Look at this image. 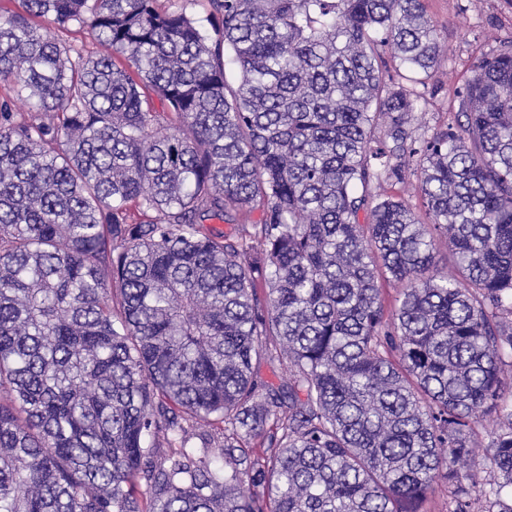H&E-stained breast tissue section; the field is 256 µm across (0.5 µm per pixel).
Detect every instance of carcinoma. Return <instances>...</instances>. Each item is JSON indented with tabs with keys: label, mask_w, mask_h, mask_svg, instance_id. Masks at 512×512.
<instances>
[{
	"label": "carcinoma",
	"mask_w": 512,
	"mask_h": 512,
	"mask_svg": "<svg viewBox=\"0 0 512 512\" xmlns=\"http://www.w3.org/2000/svg\"><path fill=\"white\" fill-rule=\"evenodd\" d=\"M20 3L0 512H423L438 479L448 512H512V41L426 135L423 0H208L209 34L159 0ZM44 25L50 28L56 37L62 42L70 43L81 48L85 55H96L98 45L85 30H81L77 26H74L68 31H58L53 29V24L49 21H44Z\"/></svg>",
	"instance_id": "cac0c4a2"
}]
</instances>
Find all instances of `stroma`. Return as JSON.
Instances as JSON below:
<instances>
[{
  "instance_id": "stroma-1",
  "label": "stroma",
  "mask_w": 512,
  "mask_h": 512,
  "mask_svg": "<svg viewBox=\"0 0 512 512\" xmlns=\"http://www.w3.org/2000/svg\"><path fill=\"white\" fill-rule=\"evenodd\" d=\"M425 9L448 48L434 76L439 92L415 120L432 132L446 124L454 91L471 77L473 60L512 40V0H425Z\"/></svg>"
}]
</instances>
